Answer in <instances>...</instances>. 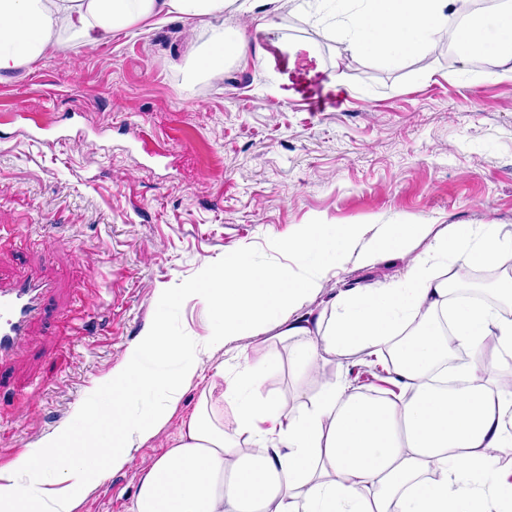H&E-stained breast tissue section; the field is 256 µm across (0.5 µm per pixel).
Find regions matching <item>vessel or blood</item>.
<instances>
[{
  "label": "vessel or blood",
  "instance_id": "vessel-or-blood-1",
  "mask_svg": "<svg viewBox=\"0 0 512 512\" xmlns=\"http://www.w3.org/2000/svg\"><path fill=\"white\" fill-rule=\"evenodd\" d=\"M44 294L43 284L33 279L0 289V356L21 340L29 320L40 310Z\"/></svg>",
  "mask_w": 512,
  "mask_h": 512
}]
</instances>
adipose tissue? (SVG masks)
<instances>
[{"mask_svg": "<svg viewBox=\"0 0 512 512\" xmlns=\"http://www.w3.org/2000/svg\"><path fill=\"white\" fill-rule=\"evenodd\" d=\"M271 0H0V82L31 67L65 40L110 42L133 27L164 20L208 24L205 45L191 56L192 75L217 77L228 59H261L244 30L223 27L225 9L252 12ZM462 0H335L354 52L387 62L449 39L461 59L474 53L512 60V9L468 28L449 29ZM426 224H389L364 243L359 224H309L274 242L288 262L257 263L248 253L205 263L181 295L205 305L206 344L281 328L291 363L303 373L323 354L369 350L389 355L399 396L372 399L345 382L328 384L285 412L264 390L277 358L243 362L236 378L223 366L199 376L192 342L173 335L168 304L123 364L75 409L59 436L30 448L0 471V512H73L77 499L110 471L125 468L171 406L200 381L199 406L177 438L144 469L131 512H512V317L496 306L458 299L448 274L417 257L403 280L342 295L329 317L297 316L326 272L350 249L367 260L398 252L429 235ZM437 249L471 265L512 260V240L486 228L481 241L456 228ZM496 356L486 359L488 341ZM160 407H139L148 392ZM236 405L224 429L225 402Z\"/></svg>", "mask_w": 512, "mask_h": 512, "instance_id": "1", "label": "adipose tissue"}]
</instances>
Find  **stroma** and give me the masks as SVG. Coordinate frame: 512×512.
<instances>
[{"mask_svg": "<svg viewBox=\"0 0 512 512\" xmlns=\"http://www.w3.org/2000/svg\"><path fill=\"white\" fill-rule=\"evenodd\" d=\"M207 27L167 21L95 48L65 42L0 82V286L33 276L50 286L18 350L0 361V470L60 433L94 385L123 363L175 297L172 331L197 341L204 365L239 370L238 354L278 357L266 390L289 409L327 380H346L365 355L327 354L295 375L277 328L202 343L201 304L177 300L205 261L246 251L284 257L275 239L302 224H430V236L368 262L352 251L306 310L329 312L342 291L404 276L456 225H496L512 238V80L441 46L385 63L349 51L332 17L312 24L280 0L258 34L268 66L228 60L221 77L186 84ZM315 55L288 68V46ZM342 72L343 85L332 77ZM200 389L106 474L76 512H129L139 474L178 436Z\"/></svg>", "mask_w": 512, "mask_h": 512, "instance_id": "1", "label": "stroma"}]
</instances>
